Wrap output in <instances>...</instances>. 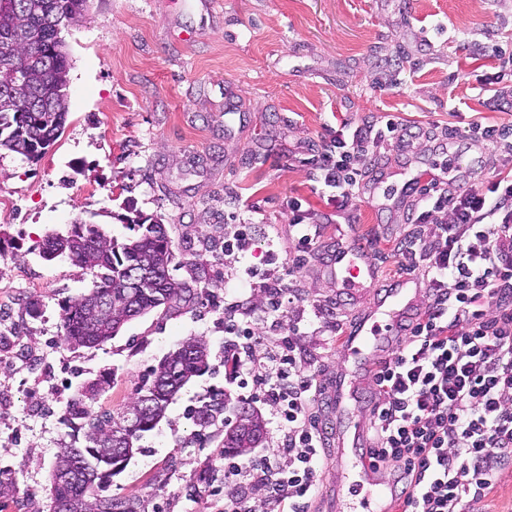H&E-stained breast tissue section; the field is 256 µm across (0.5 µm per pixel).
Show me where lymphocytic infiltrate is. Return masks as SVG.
<instances>
[{
    "label": "lymphocytic infiltrate",
    "instance_id": "1",
    "mask_svg": "<svg viewBox=\"0 0 512 512\" xmlns=\"http://www.w3.org/2000/svg\"><path fill=\"white\" fill-rule=\"evenodd\" d=\"M491 71L478 75L493 108L512 110V52L496 45ZM465 131L490 156L487 177L444 187L415 174L408 223L413 236L391 247L398 273H421L426 303L402 325L394 350L373 362L367 398L369 443L359 453L386 474L392 512H486L495 481L512 465V144L505 127L474 121ZM418 134L394 114L341 121L323 146L318 177L326 203L344 211L366 174L360 162L383 143L414 149ZM296 256L283 280L266 288V306L244 308L224 328V374L271 408L276 444L260 460L228 462L236 483L224 512H248L241 488L263 495L269 512H311L326 429L315 405L318 375L307 366L306 325L288 322L267 345L261 329L300 303L294 284L307 258L331 263L340 245L320 246L321 230L301 199L288 201Z\"/></svg>",
    "mask_w": 512,
    "mask_h": 512
}]
</instances>
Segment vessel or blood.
Wrapping results in <instances>:
<instances>
[{"mask_svg":"<svg viewBox=\"0 0 512 512\" xmlns=\"http://www.w3.org/2000/svg\"><path fill=\"white\" fill-rule=\"evenodd\" d=\"M333 277L346 281L348 287H373L375 264L366 249L351 247L344 251L337 264L332 265ZM419 281L403 277L392 290L374 297L355 336L349 338L340 350L342 368L336 373L334 396L337 417V455L343 476H350L357 465V453L365 433V422L350 407L354 398L352 368L369 364L373 354L390 336L399 334L406 315L415 306Z\"/></svg>","mask_w":512,"mask_h":512,"instance_id":"b4317fda","label":"vessel or blood"}]
</instances>
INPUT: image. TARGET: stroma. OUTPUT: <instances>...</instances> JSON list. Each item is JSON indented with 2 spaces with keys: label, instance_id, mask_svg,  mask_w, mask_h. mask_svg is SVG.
<instances>
[{
  "label": "stroma",
  "instance_id": "stroma-1",
  "mask_svg": "<svg viewBox=\"0 0 512 512\" xmlns=\"http://www.w3.org/2000/svg\"><path fill=\"white\" fill-rule=\"evenodd\" d=\"M63 37L72 61L64 132L38 162L0 154V195L14 204L0 216V307L20 338L0 347V466L18 486L20 512H52L55 459L64 445L84 444L60 423L68 399L105 375L112 386L97 404L119 411L142 374L201 337L211 372L181 389L106 492L135 497L140 512H213V493L228 480L227 428L196 426L189 411L221 391L246 398L224 376V322L234 297L265 304L248 271L264 269L267 251L292 258L289 198L322 219L323 244L335 242L340 219L322 199L314 157L337 118L357 123L386 112L420 136L408 154L381 148L375 164L386 173L452 160L459 168L451 179L485 177L488 154L449 124L455 111L512 123L475 90L488 60L473 52L512 44V0H90L84 23ZM352 210L348 241L364 245L389 278L392 241L415 230L406 208L368 182ZM142 219L165 225L175 252L169 271L198 291L195 303L134 319L94 348L65 345L62 303L83 294L94 272L65 257L44 260L43 240L82 220L123 243ZM239 224L254 225L253 245L225 254ZM300 292L306 312L333 308L353 326L371 301L315 260ZM34 300L35 319L25 312ZM332 321L303 340L311 370L328 384L339 365L326 344ZM206 466L212 480L198 484Z\"/></svg>",
  "mask_w": 512,
  "mask_h": 512
}]
</instances>
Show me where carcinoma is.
<instances>
[{
  "label": "carcinoma",
  "instance_id": "carcinoma-1",
  "mask_svg": "<svg viewBox=\"0 0 512 512\" xmlns=\"http://www.w3.org/2000/svg\"><path fill=\"white\" fill-rule=\"evenodd\" d=\"M88 8L89 0H0V151L37 162L63 132L68 107L60 101L67 97L71 63L62 31L81 23ZM21 20L34 32V42L14 37ZM11 62L24 67L30 78L28 103L21 108L13 106L6 90ZM63 254L95 272L91 286L64 306L63 342L70 346H97L138 317L188 307L198 296L188 283L170 274L174 245L157 221L137 225V234L121 245L95 224L75 223L68 235L49 236L41 245L44 258ZM207 371V344L189 338L141 378L137 397L123 411L94 407L109 384L104 376L74 394L67 408L82 414L85 445L65 446L53 466V512H138L136 500L102 494L103 484L122 472L136 451L132 445L114 446L112 436L127 430L132 416L136 424L131 441L139 440L164 417L180 389ZM228 404L229 398L218 393L194 407L190 416L206 428L224 415ZM232 411L235 422L224 437V452L239 456L255 447L263 427L246 403L239 402ZM17 495L13 480L0 479V512L16 502Z\"/></svg>",
  "mask_w": 512,
  "mask_h": 512
}]
</instances>
